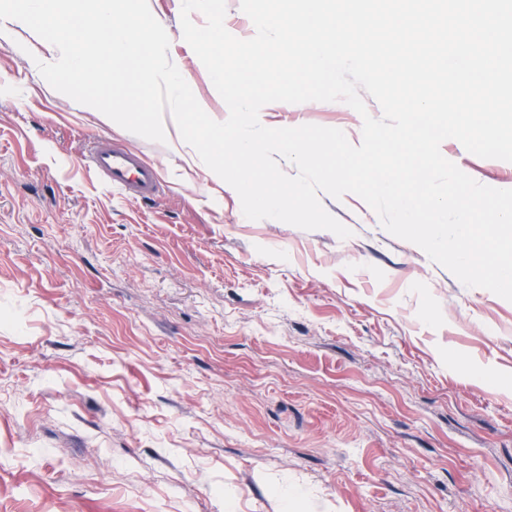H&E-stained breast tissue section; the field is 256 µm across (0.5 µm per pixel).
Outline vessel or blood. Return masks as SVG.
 Returning <instances> with one entry per match:
<instances>
[{
	"instance_id": "1",
	"label": "vessel or blood",
	"mask_w": 512,
	"mask_h": 512,
	"mask_svg": "<svg viewBox=\"0 0 512 512\" xmlns=\"http://www.w3.org/2000/svg\"><path fill=\"white\" fill-rule=\"evenodd\" d=\"M91 168L106 182L136 199H153L162 183L157 169L135 152L113 146L109 140L94 143L89 155Z\"/></svg>"
}]
</instances>
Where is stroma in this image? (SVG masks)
<instances>
[{"mask_svg":"<svg viewBox=\"0 0 512 512\" xmlns=\"http://www.w3.org/2000/svg\"><path fill=\"white\" fill-rule=\"evenodd\" d=\"M148 4L224 121L182 0ZM58 57L0 28V512H512V302L352 193L319 196L346 239L246 218L189 144L53 89L37 64ZM260 115L361 143L342 101ZM99 138L153 164L161 195L94 175ZM440 151L512 184V162Z\"/></svg>","mask_w":512,"mask_h":512,"instance_id":"stroma-1","label":"stroma"}]
</instances>
